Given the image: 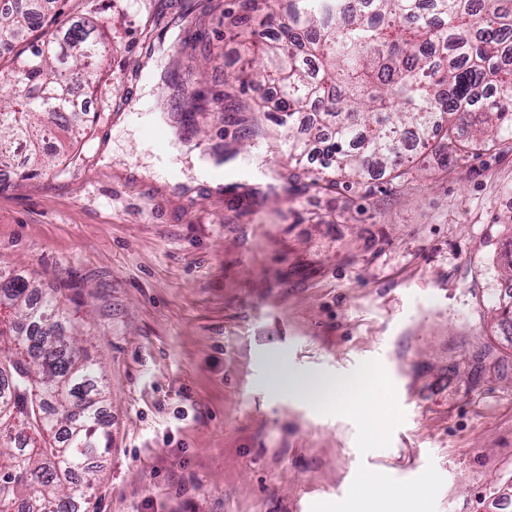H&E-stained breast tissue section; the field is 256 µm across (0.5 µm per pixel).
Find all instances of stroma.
<instances>
[{
  "instance_id": "35a3bbf8",
  "label": "stroma",
  "mask_w": 512,
  "mask_h": 512,
  "mask_svg": "<svg viewBox=\"0 0 512 512\" xmlns=\"http://www.w3.org/2000/svg\"><path fill=\"white\" fill-rule=\"evenodd\" d=\"M234 7L51 0L0 56L101 24L84 138L48 176L0 180V267L62 289L93 330L112 448L90 512H351L364 481L374 512L411 483L423 512H512V335L493 295L512 143L446 172L416 154L400 186L375 173L338 197L291 189L266 87L239 112L177 110L261 68L224 24ZM200 19L207 58L185 41ZM199 157L223 165L219 186ZM282 363L359 378L399 416L370 440L347 399L273 395Z\"/></svg>"
}]
</instances>
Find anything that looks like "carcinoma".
I'll return each instance as SVG.
<instances>
[{
    "mask_svg": "<svg viewBox=\"0 0 512 512\" xmlns=\"http://www.w3.org/2000/svg\"><path fill=\"white\" fill-rule=\"evenodd\" d=\"M0 11V42L42 25V11ZM276 0H237L224 18L250 25ZM287 0L273 38L263 45L262 81L277 88L281 125L294 130L320 111L309 138L288 139L295 160L288 184L346 191L375 169L391 181L406 174L404 158L436 143L440 169L512 138V5L509 0ZM97 21L72 24L63 39L17 56L0 78L10 84L0 109V159L25 148L15 172L39 176L49 133L85 135L90 113L72 108V87L94 88L103 42ZM68 62V73L53 62ZM212 102L182 99L201 114ZM12 310L13 335H0V512H87L81 477L111 448L98 369L79 353L77 327L54 288L0 270V306Z\"/></svg>",
    "mask_w": 512,
    "mask_h": 512,
    "instance_id": "1",
    "label": "carcinoma"
}]
</instances>
